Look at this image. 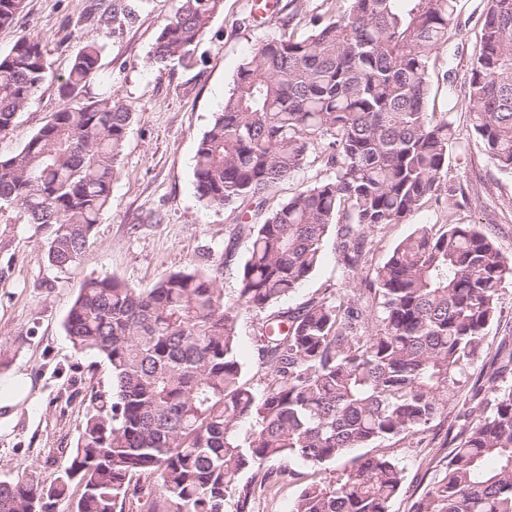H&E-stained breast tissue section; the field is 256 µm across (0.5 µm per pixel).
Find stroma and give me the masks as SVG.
<instances>
[{
  "label": "stroma",
  "mask_w": 512,
  "mask_h": 512,
  "mask_svg": "<svg viewBox=\"0 0 512 512\" xmlns=\"http://www.w3.org/2000/svg\"><path fill=\"white\" fill-rule=\"evenodd\" d=\"M174 8L175 0H25L13 23L0 27V54L27 36L42 43L48 66L47 80L12 129L0 135V156L20 150L65 105L60 78L87 43L101 44L103 52L86 97L106 96L131 105L134 112L112 185V205L69 270L49 263L46 233L28 224L20 206L0 205V376L26 371L36 394L12 431L0 435V480L26 470L43 485L53 483L61 449L75 446L93 407L92 392L112 388L109 364L77 351L65 332L67 313L85 280L113 276L130 287L146 288L169 273L195 268L216 273L225 301L234 302L250 239L242 229L241 210L200 205L193 178L198 141L221 111L244 56L285 31L328 20L335 10L332 0H277L275 13L262 22L255 17L254 0H224L194 64L158 67L149 54ZM482 8L483 0H459L458 29L437 50L431 75L428 108L448 117L455 128L448 165L452 192L432 199L405 223L374 231L368 269L380 266L420 224L482 225L512 257V176L490 162L472 129L463 92ZM228 244L235 251L229 262L224 259ZM346 288L329 240L322 265L283 305L293 309L325 294L336 298ZM258 320L256 313H238L245 378L260 389L265 369ZM511 354L509 282L500 292L499 314L485 330L484 352L456 402L424 432L389 441L391 454L405 468L391 512H412L438 477L472 408L483 405L490 365Z\"/></svg>",
  "instance_id": "1"
}]
</instances>
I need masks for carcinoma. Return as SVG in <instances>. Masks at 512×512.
Here are the masks:
<instances>
[{
    "instance_id": "carcinoma-1",
    "label": "carcinoma",
    "mask_w": 512,
    "mask_h": 512,
    "mask_svg": "<svg viewBox=\"0 0 512 512\" xmlns=\"http://www.w3.org/2000/svg\"><path fill=\"white\" fill-rule=\"evenodd\" d=\"M336 17L263 42L243 58L222 110L200 138L193 175L206 207L263 210L266 196L315 160L324 176L247 225L251 245L232 305L216 277L173 272L148 288L86 280L66 334L103 357L110 394L59 475L43 486L26 471L0 481V512H251L256 487L426 430L455 401L484 351V330L512 282V257L477 224H423L363 275L369 235L402 224L448 175L452 122L428 111L434 54L457 27L458 0H345ZM24 0H0V27ZM224 0H176L150 62L194 63ZM102 46L85 45L61 84L75 98L96 78ZM40 41L0 55V134L47 78ZM475 134L512 174V0H485L464 89ZM133 120L109 97L63 106L17 153L0 157V200L48 231L61 271L81 257L101 216ZM351 283L342 299L279 304L322 264L324 242ZM240 308L261 315L270 375L244 380ZM487 373L492 398L459 431L439 479L413 512H512V385ZM251 426L241 435V426ZM251 473L250 481L240 475ZM404 468L386 453L356 457L332 482H306L292 512H391Z\"/></svg>"
}]
</instances>
